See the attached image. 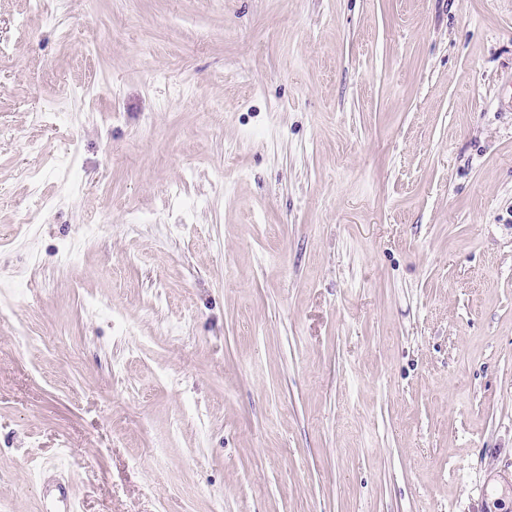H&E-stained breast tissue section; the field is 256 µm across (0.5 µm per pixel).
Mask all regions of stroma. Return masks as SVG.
<instances>
[{"label":"stroma","mask_w":512,"mask_h":512,"mask_svg":"<svg viewBox=\"0 0 512 512\" xmlns=\"http://www.w3.org/2000/svg\"><path fill=\"white\" fill-rule=\"evenodd\" d=\"M60 484L512 512V0H0V512Z\"/></svg>","instance_id":"obj_1"}]
</instances>
